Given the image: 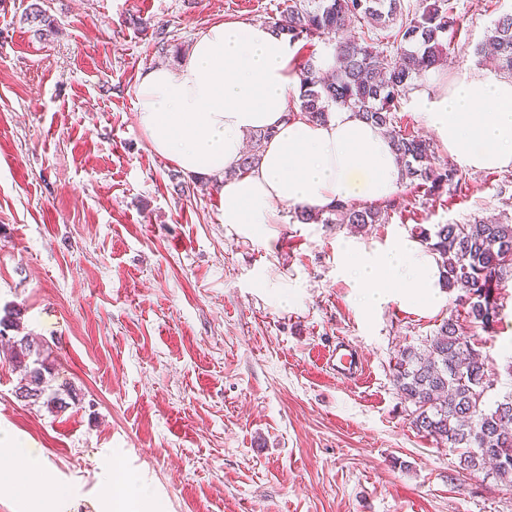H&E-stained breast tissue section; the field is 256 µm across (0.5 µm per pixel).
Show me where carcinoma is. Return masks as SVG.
Segmentation results:
<instances>
[{
	"mask_svg": "<svg viewBox=\"0 0 512 512\" xmlns=\"http://www.w3.org/2000/svg\"><path fill=\"white\" fill-rule=\"evenodd\" d=\"M287 2L270 27L294 43L312 44L357 22L390 45L385 52L364 36L336 40V71L330 78L320 74L313 58L300 62L299 115L325 122L332 108L349 109L389 138L402 180L419 181L433 195L460 183L463 174L454 164L432 165L433 142L402 131L395 122L401 97L447 59L450 33L459 26L452 0H419L413 11L405 8L404 0ZM25 20L36 26L34 34L40 38L57 32L54 20L40 7L25 13ZM476 51L491 53L498 70L512 77V13L494 22L487 42ZM270 136L267 130L253 132V150L242 156L229 175H246L255 168ZM394 207L391 199L362 206L338 203L324 217L297 206L295 217L303 224H349L362 230L387 223ZM420 238L436 256L442 286L458 291L461 298L473 295L475 299L466 306L464 317L451 314L444 319L425 345L398 351L394 385L412 406L411 425L418 432L438 444L461 449L462 470L474 476L491 464L498 477L512 485V397L487 406L488 365L464 328L468 323L489 332L499 323L500 290L512 277V224L481 219L470 224H436L431 232L422 230ZM0 337L8 338L5 360L19 372L31 397L43 400L49 410L63 405L50 385V355L44 345L22 333L20 313L8 311L0 317Z\"/></svg>",
	"mask_w": 512,
	"mask_h": 512,
	"instance_id": "obj_1",
	"label": "carcinoma"
}]
</instances>
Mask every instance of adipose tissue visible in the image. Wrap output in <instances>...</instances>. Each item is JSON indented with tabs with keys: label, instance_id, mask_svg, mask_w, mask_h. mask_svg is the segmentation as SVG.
I'll return each mask as SVG.
<instances>
[{
	"label": "adipose tissue",
	"instance_id": "obj_1",
	"mask_svg": "<svg viewBox=\"0 0 512 512\" xmlns=\"http://www.w3.org/2000/svg\"><path fill=\"white\" fill-rule=\"evenodd\" d=\"M299 91L297 47L262 24L222 22L203 30L175 66L141 79L137 120L152 150L185 174L220 178L224 221L263 234L286 204L312 211L351 199L392 197L402 179L391 143L372 123L339 108L325 122L291 117ZM410 105L460 166L512 168V78L465 72L453 88H413ZM271 131L247 175L225 178L246 134ZM339 271L364 311L390 298L439 305L433 255L407 238L365 251L347 246Z\"/></svg>",
	"mask_w": 512,
	"mask_h": 512
}]
</instances>
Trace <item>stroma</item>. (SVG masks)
<instances>
[{"label": "stroma", "instance_id": "35a3bbf8", "mask_svg": "<svg viewBox=\"0 0 512 512\" xmlns=\"http://www.w3.org/2000/svg\"><path fill=\"white\" fill-rule=\"evenodd\" d=\"M0 0V312L47 343L48 410L16 394L0 358V459L42 472L0 484V512H112L118 476L164 512H512V486L466 475L459 453L417 433L393 382L457 308L393 299L371 313L339 273L347 241L373 250L436 224L512 217V168L470 170L441 195L401 187L388 223L301 224L290 206L253 235L224 222L217 184L156 154L136 120L142 75L180 61L201 29L268 24L284 0H37L57 35ZM461 28L436 84L481 71L475 55L512 0H454ZM501 321L476 331L492 387L512 393V279ZM348 340L366 370L327 363ZM67 495L56 505L50 491ZM25 20L31 26L34 24L38 26V28L35 26L33 32L39 38L45 39L46 37L55 35L57 32L54 19H51V17L47 15V11L40 7L30 8V12L25 13Z\"/></svg>", "mask_w": 512, "mask_h": 512}]
</instances>
